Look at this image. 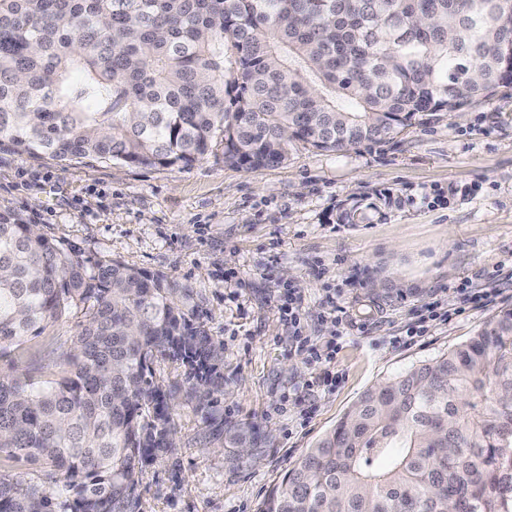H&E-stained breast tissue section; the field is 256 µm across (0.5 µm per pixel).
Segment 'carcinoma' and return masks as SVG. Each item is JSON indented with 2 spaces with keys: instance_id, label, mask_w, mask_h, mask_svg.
I'll use <instances>...</instances> for the list:
<instances>
[{
  "instance_id": "1",
  "label": "carcinoma",
  "mask_w": 512,
  "mask_h": 512,
  "mask_svg": "<svg viewBox=\"0 0 512 512\" xmlns=\"http://www.w3.org/2000/svg\"><path fill=\"white\" fill-rule=\"evenodd\" d=\"M512 0H0V150L60 162L246 170L302 144L346 153L502 87ZM191 291L119 261L88 266L0 211V350L77 316L70 372L0 378V512H140L142 469L176 451L178 401L249 459L254 422L217 408L224 346ZM156 360L184 367L154 380ZM512 512V308L363 393L260 512ZM0 473L28 481L43 478V471L38 464L27 461H17L2 455L0 459Z\"/></svg>"
}]
</instances>
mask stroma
I'll list each match as a JSON object with an SVG mask.
<instances>
[{
    "instance_id": "obj_1",
    "label": "stroma",
    "mask_w": 512,
    "mask_h": 512,
    "mask_svg": "<svg viewBox=\"0 0 512 512\" xmlns=\"http://www.w3.org/2000/svg\"><path fill=\"white\" fill-rule=\"evenodd\" d=\"M354 207L364 221L343 223ZM7 209L85 263L120 260L191 288L197 323L224 346L220 410L269 434L233 463L179 403L177 451L142 472L141 512H260L365 390L512 307V87L393 142L343 155L298 144L258 171L218 155L178 169L2 151ZM466 285L489 294L461 308ZM76 331L63 319L0 352V374L65 375Z\"/></svg>"
}]
</instances>
